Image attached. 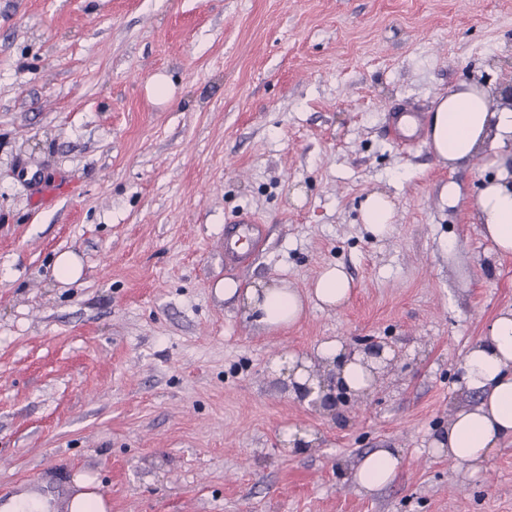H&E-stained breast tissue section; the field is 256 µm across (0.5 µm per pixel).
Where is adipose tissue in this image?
Here are the masks:
<instances>
[{
  "mask_svg": "<svg viewBox=\"0 0 512 512\" xmlns=\"http://www.w3.org/2000/svg\"><path fill=\"white\" fill-rule=\"evenodd\" d=\"M495 92L477 84L462 83L437 100L426 130L427 143L442 164L456 167L476 156L488 158L497 168L476 200L475 210L483 235L500 254H512V108L493 105ZM353 284L338 265L326 267L312 291L303 292L288 280L258 281L239 287L224 284L225 297H237L253 322L277 330L299 322L308 305L337 308L351 296ZM318 361L335 376V382L358 395L370 392L382 361L364 360L350 352L338 338L320 342L313 359L284 355L270 364L273 372H287L295 394L318 399L320 380L309 372ZM462 381L476 393L477 403L458 407L448 427L433 442L461 470L475 474L485 469L502 440L512 438V310L501 312L486 336L471 344L462 364ZM399 451L380 448L360 459L353 478L366 492L391 484L397 477Z\"/></svg>",
  "mask_w": 512,
  "mask_h": 512,
  "instance_id": "adipose-tissue-1",
  "label": "adipose tissue"
}]
</instances>
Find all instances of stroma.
Here are the masks:
<instances>
[{
    "label": "stroma",
    "instance_id": "stroma-1",
    "mask_svg": "<svg viewBox=\"0 0 512 512\" xmlns=\"http://www.w3.org/2000/svg\"><path fill=\"white\" fill-rule=\"evenodd\" d=\"M462 82L512 83V0H0V497L81 473L108 512H512L511 438L472 477L431 451L476 400L468 346L512 309V256L473 206L495 170L386 133ZM242 215L267 238L229 270ZM330 264L349 301L278 330L217 289L306 291ZM336 336L392 364L364 398L305 405L268 365ZM293 427L316 444L285 447ZM379 448L398 475L367 493L352 467ZM361 212L363 224L376 236L385 235L395 222L394 204L388 195L381 192L367 196ZM53 270L56 278L74 283L81 278L83 266L77 254L64 251L57 255Z\"/></svg>",
    "mask_w": 512,
    "mask_h": 512
}]
</instances>
